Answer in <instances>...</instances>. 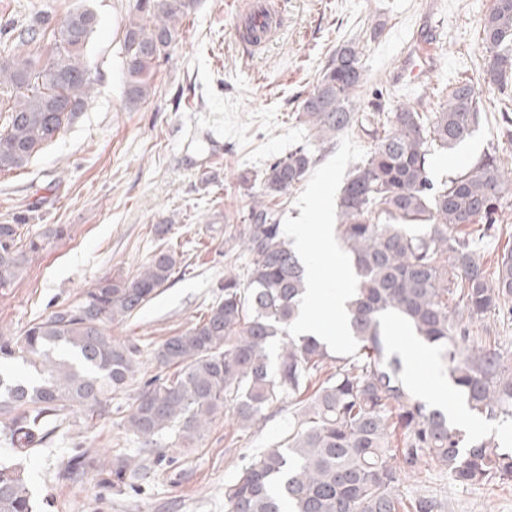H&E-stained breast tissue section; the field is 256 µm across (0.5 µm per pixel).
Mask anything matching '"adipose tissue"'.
Segmentation results:
<instances>
[{
  "instance_id": "ef3b65f1",
  "label": "adipose tissue",
  "mask_w": 512,
  "mask_h": 512,
  "mask_svg": "<svg viewBox=\"0 0 512 512\" xmlns=\"http://www.w3.org/2000/svg\"><path fill=\"white\" fill-rule=\"evenodd\" d=\"M331 234V228L324 224H298L291 230L295 246L300 253H325L337 269H346V258L331 248ZM350 294V289L343 283H334L317 275L312 276L304 295L301 316L293 326L294 333L315 334L321 320L319 313L324 310L327 311V318L331 324V330L325 336L326 342L335 349L346 347L349 343L345 329L346 303ZM420 393L426 401L437 408H451L452 415L458 423L467 425L474 433H481L482 427L478 418L470 413L463 403H449L448 381L443 376L434 375L421 388Z\"/></svg>"
}]
</instances>
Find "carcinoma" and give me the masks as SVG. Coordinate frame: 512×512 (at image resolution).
I'll return each instance as SVG.
<instances>
[{"label":"carcinoma","instance_id":"cac0c4a2","mask_svg":"<svg viewBox=\"0 0 512 512\" xmlns=\"http://www.w3.org/2000/svg\"><path fill=\"white\" fill-rule=\"evenodd\" d=\"M189 8L190 0H135L121 45L126 105L150 98ZM97 24L89 8L57 22L46 14L0 41V93L13 97L0 128V172L26 168L87 107L95 74L85 47ZM50 27L49 59L20 51ZM482 33L483 87L461 77L433 112L381 96L362 104L358 42L336 47L301 103L297 118L321 143L352 127L371 140L337 201L336 237L355 275L348 304L353 353L334 356L318 338L290 331L308 277L274 202L316 162L299 146L260 175V194L228 234L226 243H238L249 256L244 270L224 274L207 314L155 349L159 366L174 372L139 384L123 416L137 448L107 463L96 449H81L63 463L59 479L94 472L120 492L165 449L203 439L224 410L246 429L288 403L295 406L288 435L242 467L224 490V512H435L432 497L400 491L403 478L422 474L428 458L461 485L512 481V451L491 438L469 439L415 396L385 328L390 318L405 322L437 351L449 384L474 414L512 422V353L471 340L486 317L512 302V249L490 273L470 232L476 225L484 236L495 234L512 171L490 153L438 189L429 176L432 147L453 150L478 127L483 88L512 139V0H493ZM27 221L19 214L0 224V291L67 235L62 224L33 234ZM182 257L163 246L135 275L101 278L21 335L0 328V439L13 450L0 457V512H35L18 458L46 443L70 416L106 413L112 395L136 381L138 344L111 336L105 325L152 300ZM13 361L34 377L1 371Z\"/></svg>","mask_w":512,"mask_h":512}]
</instances>
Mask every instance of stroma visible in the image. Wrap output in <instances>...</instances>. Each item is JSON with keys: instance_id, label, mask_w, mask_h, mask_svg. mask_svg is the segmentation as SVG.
<instances>
[{"instance_id": "35a3bbf8", "label": "stroma", "mask_w": 512, "mask_h": 512, "mask_svg": "<svg viewBox=\"0 0 512 512\" xmlns=\"http://www.w3.org/2000/svg\"><path fill=\"white\" fill-rule=\"evenodd\" d=\"M249 2L193 0L181 41L158 68L153 95L131 109L120 51L134 0H0V23L19 28L38 15L59 19L81 7L98 19L86 47L96 76L86 110L27 168L0 172V223L25 211L32 224L70 229L0 293V328L23 331L107 273L136 274L164 242L182 252L180 271L131 318L109 327L112 336L138 343V380L158 375L155 345L195 323L215 300L225 272L247 262L242 248L225 242L252 201V190L239 181L243 171L262 172L307 146L317 162L280 205V222L335 223L337 195L368 140L351 128L319 143L297 114L336 47L381 28L380 38L363 49L362 98L383 87L393 101L434 108L456 74L478 78L481 20L492 6V0H266L284 26L253 53L236 38V15ZM429 33L436 41L424 79L396 83L393 73L407 48ZM489 151L512 168V142L502 139L491 109L453 154L434 151L430 177L443 183ZM166 222L171 231L158 240L152 228ZM130 402L125 392L104 415L71 417L50 443L22 458L37 512H224L225 486L252 457L282 440L292 414L278 405L243 430L225 413L193 447L170 449L147 479L120 494L98 486L93 473L59 480L77 447L111 457L131 451L134 443L121 426ZM401 490L432 496L437 512H512V483L463 486L432 461L423 465L421 479H405Z\"/></svg>"}]
</instances>
